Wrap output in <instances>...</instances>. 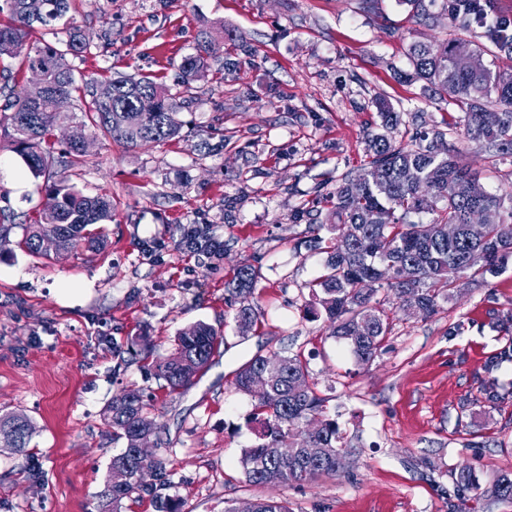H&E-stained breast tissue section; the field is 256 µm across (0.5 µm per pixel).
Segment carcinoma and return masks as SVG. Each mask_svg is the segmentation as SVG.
I'll list each match as a JSON object with an SVG mask.
<instances>
[{
  "label": "carcinoma",
  "instance_id": "1",
  "mask_svg": "<svg viewBox=\"0 0 512 512\" xmlns=\"http://www.w3.org/2000/svg\"><path fill=\"white\" fill-rule=\"evenodd\" d=\"M34 14L29 0H6L9 18L0 20V59L21 57L27 67L41 68L46 94L38 101L25 97L4 99L0 129L10 148L35 177L47 178L45 200L32 224L23 226L22 244L33 255H42L40 240L49 235L61 239L60 252L79 244L103 241L101 225L112 221V201L85 195L54 180V166L77 165L85 156L76 133L64 156L55 158L51 131L59 110L56 99H68L79 90L85 101V124L108 139L128 147L147 142H167L181 132L178 112L187 104L180 92L173 93L148 78L117 77L104 86L92 82L75 85L72 60L90 51L85 35L70 31L64 47L40 46L31 39L34 24L52 25L69 8V0H40ZM466 47L450 41L436 50L432 42H414L408 55L412 72L421 80L455 99L463 111L462 134L483 140L494 158L512 154V75L495 74L483 60V50L468 51L471 64L459 67L457 51ZM224 54V32L209 36L197 53L183 60V70L204 74L208 60ZM494 100L498 120L489 124L486 102ZM382 131L367 134L368 161L354 176H346L331 199L330 224L336 236L314 238V249L326 254L324 273L313 284L315 305L326 316L332 335L345 340L361 365L374 360L389 329V316L375 306L381 288L393 292L398 309L407 317L427 318L448 296L462 277L484 283L498 275L504 260L512 256V210L504 211L503 197L487 191L456 159L447 133L422 132L411 146L394 145L386 131L398 126L399 115L378 104ZM487 216L484 238L470 235L471 214ZM453 224L456 232L444 237L439 225ZM255 273L249 267L237 272L234 290L242 306L235 319L249 329L254 307ZM222 336L213 326L197 323L179 333L174 351L155 361V370L172 391L180 390L209 363ZM266 356L256 355L236 374L238 390L253 395V421L258 425L257 443L244 450L240 464L246 481L253 485L302 486L324 475L346 469L347 449L341 445L336 422L323 417L324 400L314 392L310 374L302 361L279 355V369L262 395H254L250 376L265 370ZM117 437L125 447L112 456L110 469L125 473V483L106 485L98 512H121L122 502L145 491L152 496L154 512H180L179 503L168 495L149 490L138 481L139 471L149 469L158 477L167 474L163 457L140 458L134 454L138 438L158 436L161 426L152 416L140 390L128 388L112 398L107 409ZM33 432L30 420L20 413L0 416V444L19 452L28 447ZM297 437L322 449L319 458L305 456L304 448L281 456L279 442ZM497 498L512 499V474L496 477L487 489ZM225 512H289L288 506L271 499H244Z\"/></svg>",
  "mask_w": 512,
  "mask_h": 512
}]
</instances>
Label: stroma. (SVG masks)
<instances>
[{"instance_id": "35a3bbf8", "label": "stroma", "mask_w": 512, "mask_h": 512, "mask_svg": "<svg viewBox=\"0 0 512 512\" xmlns=\"http://www.w3.org/2000/svg\"><path fill=\"white\" fill-rule=\"evenodd\" d=\"M445 0L419 16L402 0H73L34 41L58 44L67 28L93 43L76 62L77 84L147 76L178 90L179 67L200 33L223 32L224 56L190 83L180 138L135 148L85 128L82 166L68 184L112 199L103 248L36 256L20 241L45 195L0 141V209L18 225L0 236V411L25 414L27 452L0 447V512H97L123 448L107 416L114 395L139 388L161 425L166 495L187 512H224L242 499L287 502L290 512H512V500L458 490L460 468L481 487L512 473V361L488 369L512 344V256L498 276L464 283L430 318L410 319L392 292L381 353L357 365L311 310L325 256L326 199L367 161L379 131L377 99L400 112L391 132L406 145L418 124L458 125L454 99L405 80L415 41L461 40L512 75V55L485 29L449 24ZM221 152L203 155L212 129ZM490 191L512 194V155L489 158L482 142L450 139ZM223 239L214 257L186 248L183 227ZM256 274L257 320L234 319L240 267ZM205 322L223 341L190 384L169 392L151 357ZM285 352L306 363L351 455L346 472L292 487L246 483L240 459L257 441L255 402L238 369L254 355Z\"/></svg>"}]
</instances>
